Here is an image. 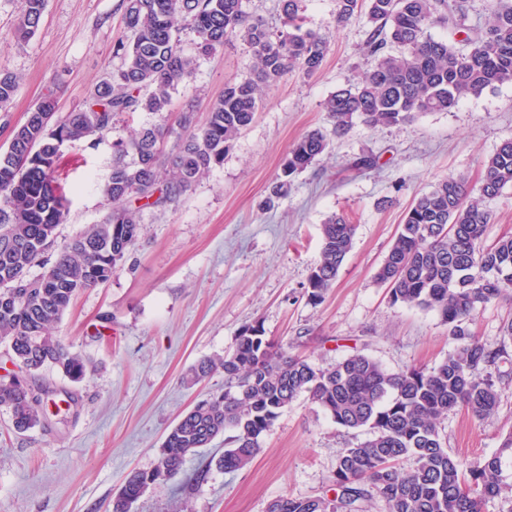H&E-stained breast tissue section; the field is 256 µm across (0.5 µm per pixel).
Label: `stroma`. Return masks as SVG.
Returning a JSON list of instances; mask_svg holds the SVG:
<instances>
[{
  "label": "stroma",
  "instance_id": "stroma-1",
  "mask_svg": "<svg viewBox=\"0 0 512 512\" xmlns=\"http://www.w3.org/2000/svg\"><path fill=\"white\" fill-rule=\"evenodd\" d=\"M23 6L24 0H0V74L18 78L12 101L0 108V149L45 94L54 95L57 114H66L122 64L113 46L125 33L123 0H46L37 31L19 41ZM335 15L336 0H304L305 28L329 38L321 69L266 89L223 166L177 201L144 208L139 238L111 279L80 293L62 317L56 331L89 372L74 384L42 371L40 382L73 392L75 402L64 410L46 405L41 424L27 432L14 431L0 409V512H107L131 471L155 466L181 415L224 387L220 371L196 385L183 383V374L201 359L229 353L246 324L260 322L268 336L320 367L361 353L392 372L429 368L452 350L438 315L391 304L375 273L414 196L459 173L479 191L482 162L512 139V82L399 127L355 125L292 179L273 208L263 209L294 141L328 127L325 99L374 64L364 50L365 20L339 27ZM197 43L192 30H181L180 46L196 65L173 92L170 112L190 107L201 122L227 80L251 77L254 59L238 39L209 55ZM158 121L146 112L124 115L114 131L63 146L68 217L46 262L106 214L113 142ZM365 155L375 165L354 170ZM335 213L355 224L353 248L334 287L314 305L305 291L320 260L321 226ZM510 318L512 299L502 300L481 310L473 328L490 348L512 354V341L501 333ZM511 429L512 384L484 422L449 413L442 437L451 453L474 460L493 453ZM366 437V430L336 425L302 396L284 409L248 467L211 468L201 488L186 490L187 477L223 452V439H216L165 486L148 490L138 512H266L279 497L320 496L343 448Z\"/></svg>",
  "mask_w": 512,
  "mask_h": 512
}]
</instances>
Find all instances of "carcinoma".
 <instances>
[{"label": "carcinoma", "mask_w": 512, "mask_h": 512, "mask_svg": "<svg viewBox=\"0 0 512 512\" xmlns=\"http://www.w3.org/2000/svg\"><path fill=\"white\" fill-rule=\"evenodd\" d=\"M303 0H284L281 28L270 32L244 9L243 0H125L130 38L114 46L123 59L81 108L47 123L55 100L47 94L14 128L0 151V291L14 276L31 270L67 219V199L58 179L57 143L110 133L122 114L149 112L161 123L114 143L112 173L104 192L112 207L39 275L45 287L16 291L17 301L0 304V339L18 367L0 377V408L10 412L16 431L41 422L42 405L55 390L32 382L44 368H56L74 383L87 363L56 334L74 297L112 278L137 241L140 211L176 201L210 171L224 164L258 111L263 92L284 77H309L322 66L325 35L303 29ZM45 0H25L15 30L26 40L38 29ZM469 0H336V25L363 18L369 26L367 52L375 58L361 79L333 92L323 103L330 131L312 130L291 147L278 176L275 196L288 192L290 178L313 165L328 149L330 135L355 124L398 126L427 112H449L512 82V0H493L485 27L473 36L436 38L431 29L456 27ZM188 25L199 49L214 53L232 38L246 42L254 58L253 77L231 79L223 96L196 127L192 115L179 129L165 123L171 93L192 76L195 59L179 47ZM395 47L391 53L387 47ZM17 77L0 75V105L12 98ZM175 137L171 148L164 142ZM512 186V140L483 162L480 195L464 175H451L416 197L395 242L376 271L392 304L430 309L448 326L454 349L437 365L398 372L355 353L328 367L286 350L259 325L235 336L233 351L204 359L183 380L196 384L224 372V391L200 400L169 429L159 459L148 471H134L117 491L110 512H136L150 488L179 474L186 459L225 437L216 465L234 473L252 463L263 436L282 411L303 394L348 430L369 437L344 449L331 476L334 497H280L266 512H368L376 499L387 512H483L487 502H512V430L492 454L469 462L444 446L441 422L451 411L482 421L498 407L501 385L512 378L499 364L506 348L492 349L470 325L488 304L512 295V236L485 243L493 213L485 200ZM355 226L334 214L322 225L321 259L308 281V297L320 302L334 287L353 246ZM410 458L413 468L399 462Z\"/></svg>", "instance_id": "carcinoma-1"}]
</instances>
